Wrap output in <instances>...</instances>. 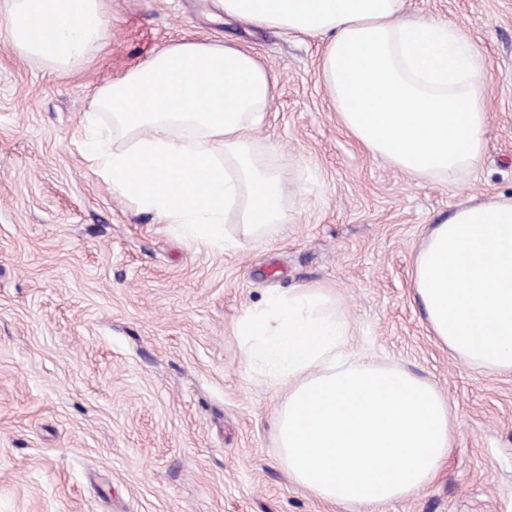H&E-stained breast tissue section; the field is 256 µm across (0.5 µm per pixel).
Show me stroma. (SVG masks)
Masks as SVG:
<instances>
[{
	"label": "stroma",
	"mask_w": 512,
	"mask_h": 512,
	"mask_svg": "<svg viewBox=\"0 0 512 512\" xmlns=\"http://www.w3.org/2000/svg\"><path fill=\"white\" fill-rule=\"evenodd\" d=\"M107 44L74 72L20 54L0 20V512H512V372L457 357L413 295L433 224L469 197H512V0H405L467 21L486 149L415 179L340 124L321 39L224 19L212 0H107ZM183 38L260 57L278 88L253 144L286 221L267 239L228 216L223 248L137 211L77 148L98 90ZM330 291L349 347L432 384L452 448L413 494L327 503L294 483L273 417L288 388L252 372L239 318L274 291Z\"/></svg>",
	"instance_id": "obj_1"
}]
</instances>
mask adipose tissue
<instances>
[{"label":"adipose tissue","mask_w":512,"mask_h":512,"mask_svg":"<svg viewBox=\"0 0 512 512\" xmlns=\"http://www.w3.org/2000/svg\"><path fill=\"white\" fill-rule=\"evenodd\" d=\"M217 6L230 18L324 38L319 77L344 128L394 168L445 178L479 163L484 75L466 23L410 19L404 0ZM105 11L106 0H0L12 45L54 72L85 66L105 46ZM276 90L250 51L182 40L97 93L80 149L113 192L197 244L223 247L231 213L260 240L286 219L279 180L251 147ZM413 284L434 336L467 362L512 371V199H472L433 225ZM237 334L249 364L288 385L275 419L282 459L318 498L348 506L403 497L447 457L446 402L416 375L347 359L349 324L327 293L270 294Z\"/></svg>","instance_id":"obj_1"}]
</instances>
